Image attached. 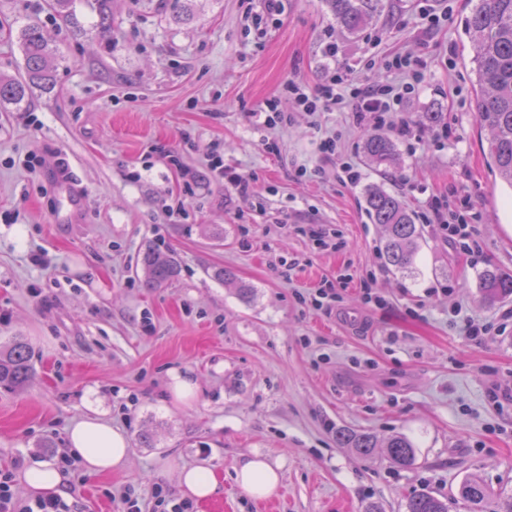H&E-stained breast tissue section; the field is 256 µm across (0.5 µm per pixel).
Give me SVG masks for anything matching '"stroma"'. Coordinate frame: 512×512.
I'll list each match as a JSON object with an SVG mask.
<instances>
[{
    "mask_svg": "<svg viewBox=\"0 0 512 512\" xmlns=\"http://www.w3.org/2000/svg\"><path fill=\"white\" fill-rule=\"evenodd\" d=\"M475 3L386 0L349 37L325 0H284L264 31L251 23L257 0H194L181 17L169 0H71L64 19L41 0H0L12 26L0 34V75L23 73L28 24L57 51L52 89L0 109V350L22 341L34 368L26 386H0V482L18 506L37 499L24 468L71 455L69 427L94 411L127 435L129 458L111 475L78 461L65 469L71 512H119L112 495L123 488L142 512H170L155 487L186 500L179 472L198 465L218 491L191 512H406L424 488L449 497V512H469L456 493L473 475L492 494L486 512L512 494V406L493 396L512 380V298L490 305L478 289L485 269L512 272V189L496 181L476 122L463 32ZM427 8L444 19L427 26ZM330 42L337 64L378 85L394 80V55L420 59L424 82L404 109L413 120L440 113L447 140L418 126L422 143L410 152L397 142L400 164L383 171L349 111L315 122L295 110L288 82L320 83ZM270 101L284 126L257 117ZM327 133L359 170L356 184L326 159ZM213 153L250 175L254 193L208 178ZM187 169L200 185H186ZM63 180L82 188L79 223L57 211ZM374 185L413 212L435 196L451 208L470 197L479 252L427 224L414 273L387 269L385 231L363 205ZM300 224L337 230L338 248L316 247ZM151 245L179 262L159 288L144 283ZM35 251L45 264L31 262ZM223 269L232 279L218 278ZM326 279L339 295L330 311L311 304ZM469 320L490 334L467 340ZM175 372L195 380L193 397H175ZM340 430L381 447L360 458L339 447ZM395 434L414 445L410 468L382 447ZM256 455L281 474L267 499L236 482Z\"/></svg>",
    "mask_w": 512,
    "mask_h": 512,
    "instance_id": "35a3bbf8",
    "label": "stroma"
}]
</instances>
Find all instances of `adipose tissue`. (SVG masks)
<instances>
[{
    "mask_svg": "<svg viewBox=\"0 0 512 512\" xmlns=\"http://www.w3.org/2000/svg\"><path fill=\"white\" fill-rule=\"evenodd\" d=\"M68 441L89 472H119L127 464L128 440L104 418L88 416L73 424L68 430ZM236 477L238 484L258 499L274 494L280 484L277 469L258 457L242 463L236 470Z\"/></svg>",
    "mask_w": 512,
    "mask_h": 512,
    "instance_id": "obj_1",
    "label": "adipose tissue"
}]
</instances>
